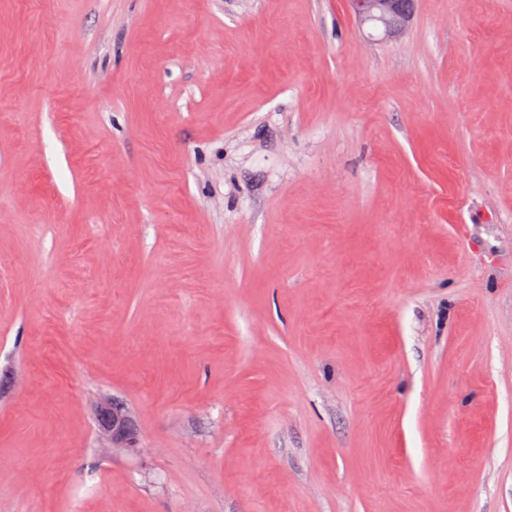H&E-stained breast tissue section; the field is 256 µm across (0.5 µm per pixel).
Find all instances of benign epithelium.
Here are the masks:
<instances>
[{
	"instance_id": "obj_1",
	"label": "benign epithelium",
	"mask_w": 512,
	"mask_h": 512,
	"mask_svg": "<svg viewBox=\"0 0 512 512\" xmlns=\"http://www.w3.org/2000/svg\"><path fill=\"white\" fill-rule=\"evenodd\" d=\"M360 26H367L386 41H399L407 35L416 0H349ZM124 406L116 401L104 407L98 417V432L112 447L133 449L138 438L128 434Z\"/></svg>"
}]
</instances>
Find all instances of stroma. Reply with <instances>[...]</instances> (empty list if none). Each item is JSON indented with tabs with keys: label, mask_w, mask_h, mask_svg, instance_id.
<instances>
[{
	"label": "stroma",
	"mask_w": 512,
	"mask_h": 512,
	"mask_svg": "<svg viewBox=\"0 0 512 512\" xmlns=\"http://www.w3.org/2000/svg\"><path fill=\"white\" fill-rule=\"evenodd\" d=\"M1 457L0 512H512V0H0ZM351 10L361 27L368 26L377 37L399 41L409 31L416 0H349ZM121 403L112 401L104 407L98 417V432L105 440L112 439V448H136L137 436H130L126 430V413Z\"/></svg>",
	"instance_id": "1"
}]
</instances>
